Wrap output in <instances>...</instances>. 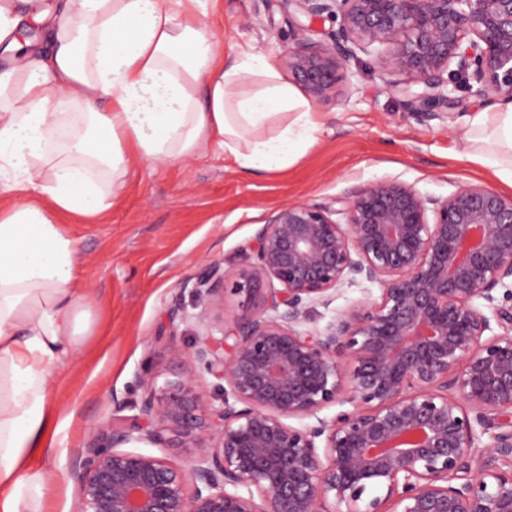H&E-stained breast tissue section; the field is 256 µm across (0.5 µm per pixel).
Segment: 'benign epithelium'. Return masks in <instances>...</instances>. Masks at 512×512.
Returning <instances> with one entry per match:
<instances>
[{
  "mask_svg": "<svg viewBox=\"0 0 512 512\" xmlns=\"http://www.w3.org/2000/svg\"><path fill=\"white\" fill-rule=\"evenodd\" d=\"M281 2L337 24L326 42L299 25L278 56L312 99L362 52L409 112H465L464 88L512 103V0ZM339 202L279 208L250 267L201 264L197 321L227 297L239 314L171 344L174 378L136 375L138 414L104 419L74 465L76 512H512V292L495 296L512 280V201L376 180ZM357 280L379 297L304 327ZM167 433L179 461L123 448Z\"/></svg>",
  "mask_w": 512,
  "mask_h": 512,
  "instance_id": "obj_1",
  "label": "benign epithelium"
}]
</instances>
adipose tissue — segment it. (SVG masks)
I'll list each match as a JSON object with an SVG mask.
<instances>
[{
	"label": "adipose tissue",
	"instance_id": "1",
	"mask_svg": "<svg viewBox=\"0 0 512 512\" xmlns=\"http://www.w3.org/2000/svg\"><path fill=\"white\" fill-rule=\"evenodd\" d=\"M201 0H64L49 45L21 42V5L0 0V512H42L56 433L51 379L87 332L75 241L58 213L94 219L131 158L173 163L218 148L248 172L296 164L322 115L269 59H225ZM252 90L244 85L250 79ZM465 155L512 187V104L462 118Z\"/></svg>",
	"mask_w": 512,
	"mask_h": 512
}]
</instances>
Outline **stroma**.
Masks as SVG:
<instances>
[{
  "mask_svg": "<svg viewBox=\"0 0 512 512\" xmlns=\"http://www.w3.org/2000/svg\"><path fill=\"white\" fill-rule=\"evenodd\" d=\"M206 7L228 59L255 51L277 60L292 34L280 0H206ZM339 88L338 98L316 104L325 115L318 143L286 171L247 173L219 149L173 164L134 162L100 218L66 220L80 257L76 285L92 324L54 382L58 432L44 512H72L79 495L75 456L95 440L102 419L134 415L141 367L157 365L160 379H168L176 370L167 358L170 342L185 345L194 333L218 329V319L202 325L192 318L190 287L201 263L249 266L250 241L280 207L329 204L377 179L413 185L432 198L474 184L512 199V187L463 158L457 113L407 112L375 56L352 60ZM177 304L186 320L168 321Z\"/></svg>",
  "mask_w": 512,
  "mask_h": 512,
  "instance_id": "obj_1",
  "label": "stroma"
}]
</instances>
